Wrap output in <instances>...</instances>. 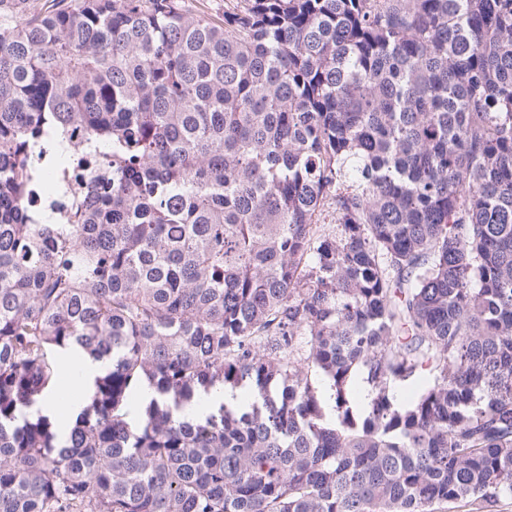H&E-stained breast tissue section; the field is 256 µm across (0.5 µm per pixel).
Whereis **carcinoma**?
<instances>
[{
  "instance_id": "1",
  "label": "carcinoma",
  "mask_w": 512,
  "mask_h": 512,
  "mask_svg": "<svg viewBox=\"0 0 512 512\" xmlns=\"http://www.w3.org/2000/svg\"><path fill=\"white\" fill-rule=\"evenodd\" d=\"M69 126L108 175L66 226ZM61 352L102 366L64 428ZM506 498L512 0H0V512Z\"/></svg>"
}]
</instances>
